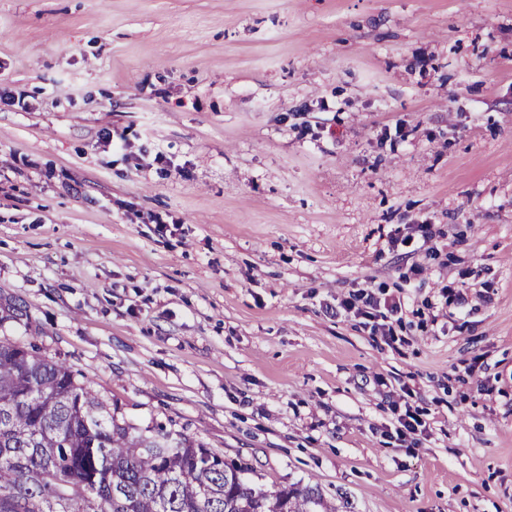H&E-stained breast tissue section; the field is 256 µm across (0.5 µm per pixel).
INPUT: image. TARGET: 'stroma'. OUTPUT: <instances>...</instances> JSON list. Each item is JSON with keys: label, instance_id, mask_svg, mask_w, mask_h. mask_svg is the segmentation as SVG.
<instances>
[{"label": "stroma", "instance_id": "stroma-1", "mask_svg": "<svg viewBox=\"0 0 512 512\" xmlns=\"http://www.w3.org/2000/svg\"><path fill=\"white\" fill-rule=\"evenodd\" d=\"M0 297L258 487L512 512V0H0ZM356 299L362 302V308L356 307L354 301L345 299L336 306L335 314L340 315L342 312L345 314L353 313L354 315H360L367 320L376 318L377 314L385 315V313L379 310L381 308V300L375 297L373 293L363 291L356 296ZM404 408V413L397 417L399 426L395 427L396 439L403 441L411 435H417L418 432L421 434L425 429V422L420 418L419 410L408 400L404 401Z\"/></svg>", "mask_w": 512, "mask_h": 512}]
</instances>
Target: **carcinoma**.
<instances>
[{
    "mask_svg": "<svg viewBox=\"0 0 512 512\" xmlns=\"http://www.w3.org/2000/svg\"><path fill=\"white\" fill-rule=\"evenodd\" d=\"M246 471L119 421L65 362L0 338V512H336L316 484L267 492Z\"/></svg>",
    "mask_w": 512,
    "mask_h": 512,
    "instance_id": "1",
    "label": "carcinoma"
}]
</instances>
